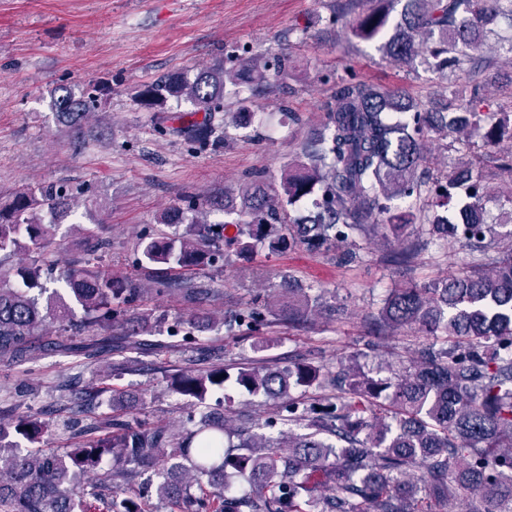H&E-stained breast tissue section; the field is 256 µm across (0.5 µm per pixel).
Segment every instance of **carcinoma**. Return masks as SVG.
I'll return each mask as SVG.
<instances>
[{
  "instance_id": "1",
  "label": "carcinoma",
  "mask_w": 512,
  "mask_h": 512,
  "mask_svg": "<svg viewBox=\"0 0 512 512\" xmlns=\"http://www.w3.org/2000/svg\"><path fill=\"white\" fill-rule=\"evenodd\" d=\"M374 2L353 20L351 34L363 41L386 37L381 49L402 62L418 55V31L428 35L426 51L450 55L459 66L483 45L490 19L505 22L497 37L512 43V0H405L395 23L387 8L393 0ZM271 72L288 77L286 60L270 66L246 58L232 69L205 67L191 82L171 72L139 96L155 112L167 111L170 100L190 101L192 114L203 118L190 124L188 139L204 147L225 134L224 98L244 83L268 81ZM55 105L60 122L79 128L100 101L93 93L75 99L66 92ZM324 128L284 171L281 191L259 175L237 200L221 194L189 212L176 205L164 211L162 228L138 242L135 276L115 278L102 269L104 241L95 226L84 227L85 255L65 274L63 294L47 292L56 259L46 248L73 191L47 183L0 205V360L29 374L53 352L115 355L112 371L119 376L138 363L137 354L166 349L143 340L152 333L140 311L146 293L196 305L214 296L197 280L216 264L296 247L353 263L357 254L349 246L372 232L397 243L383 257L387 265L412 266L428 244L468 255L447 277L387 289L366 321L367 336L413 330L430 341L402 371L385 378L344 367L328 379L304 356L284 367L181 370L171 387L196 407L228 389L262 397L272 411L265 424L284 427L285 440L255 442L250 420L230 427L229 409L197 420L191 414L193 427L179 434L117 413L76 425L64 453L0 449V512H92L90 497L105 505L103 512H155L152 498L135 486L149 472L161 477L155 497L170 512H440L462 491L477 502L470 512H512V235L489 237L483 166L430 186L417 174L430 132L474 134L492 145L512 139V120L473 112L462 102L431 116L398 90L351 83L336 93ZM424 185L436 207L391 210L389 202L419 195ZM458 195L465 202L453 210L464 221L446 223L437 208ZM307 202L313 210L294 215ZM215 212L224 221L197 220ZM412 224L422 228L416 240L405 236ZM26 244L37 256L26 266H6V258ZM278 297L274 305L258 295L224 314V335L245 336L284 322L305 329L327 307L323 291L312 286L283 284ZM48 318L87 339L72 345L46 334ZM3 418L0 441L13 436L34 442L47 430L37 413L6 424ZM295 427L301 433H292ZM78 472L96 478L91 489L66 487ZM242 477L249 481L245 492L236 489ZM325 482L332 494L316 511L314 492Z\"/></svg>"
}]
</instances>
